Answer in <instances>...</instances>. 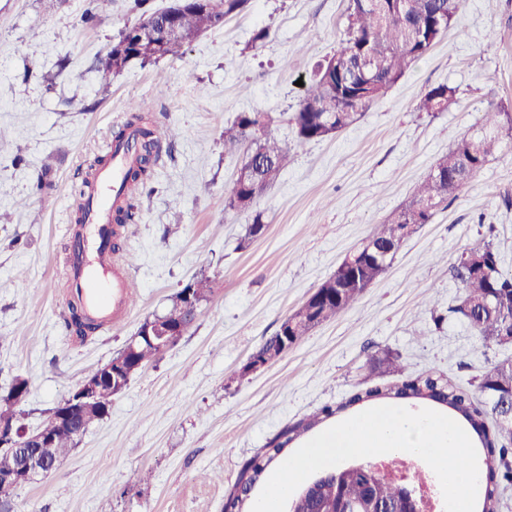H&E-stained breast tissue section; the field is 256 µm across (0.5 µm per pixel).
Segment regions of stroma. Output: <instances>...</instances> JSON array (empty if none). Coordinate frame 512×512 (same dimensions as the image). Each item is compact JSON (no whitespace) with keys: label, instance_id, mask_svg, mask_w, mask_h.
Wrapping results in <instances>:
<instances>
[{"label":"stroma","instance_id":"obj_1","mask_svg":"<svg viewBox=\"0 0 512 512\" xmlns=\"http://www.w3.org/2000/svg\"><path fill=\"white\" fill-rule=\"evenodd\" d=\"M174 0H0V395L27 378L18 408L32 430L89 370L105 364L193 278L211 292L196 322L136 374L51 476L19 488L16 512H224L244 459L286 425L326 405L337 421L380 386L370 360L398 356L403 376L433 373L475 392L512 345L483 343L456 313L460 258L492 244L512 273V151L417 227L354 306L313 328L278 360L243 367L309 294L407 201L433 164L493 104L512 112V0H461L447 34L354 125L294 149L248 211L226 208L240 159L224 128L266 112L293 146L303 81L346 36L348 0H249L180 54L130 63L102 85L95 58L118 34ZM269 32L259 47L249 42ZM445 83L447 111L414 109ZM147 101L163 150L119 255L133 302L122 324L81 341L61 317L74 196L95 157ZM46 173L52 187L35 194ZM263 237L243 243L255 214ZM441 320H434V313ZM213 481L202 482L200 472Z\"/></svg>","mask_w":512,"mask_h":512}]
</instances>
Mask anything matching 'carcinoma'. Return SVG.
<instances>
[{"instance_id":"1","label":"carcinoma","mask_w":512,"mask_h":512,"mask_svg":"<svg viewBox=\"0 0 512 512\" xmlns=\"http://www.w3.org/2000/svg\"><path fill=\"white\" fill-rule=\"evenodd\" d=\"M247 2L210 0L208 11L186 10L180 18L186 42L215 26L214 19L241 13ZM398 5L399 0H350L347 39L331 55L336 61L332 82H323L321 70L324 62H319L313 78L305 83L302 95V101L315 104V109H299L292 115L295 147L330 136L329 128L324 124L326 115L338 131L359 121L413 64L428 53L439 39L433 22L455 18L460 0H405L406 13L403 17L399 14ZM123 43V37H118L112 43V49L95 60V67L104 78L108 79L115 73L119 47ZM454 95L455 89L446 84L434 86L416 104V111L444 112ZM149 111L151 107L144 101L130 107L126 128L135 132L134 139L140 141L142 154L137 164L127 172V193L146 186L151 166L162 152L155 131L144 123L145 113ZM270 123L271 117L266 112H243L233 126L224 129L225 149L239 150L247 144L254 151L255 159L259 160L252 181L246 184L233 181L224 185L225 206L231 210L250 208L288 166L291 148L270 132H264L253 141L248 139L250 128L256 125L267 128ZM506 127L512 129V113L490 106L483 112L476 129L461 138L448 154L436 162L409 202L392 219L378 225L363 244L349 252L351 261L347 268L340 270L339 291L318 303V314L323 319L334 318L357 302L363 293L357 283L374 281L386 272L376 263V251L389 252L390 259H395L413 227L431 223L448 198L464 189L489 158L502 151V130ZM458 276L463 285V295L461 304L454 311L466 319L483 343H499L501 331L507 326L512 327V274L504 273L498 265L488 264L483 269L462 260ZM64 323L67 330L80 339L98 330V325L88 320L76 303L67 305ZM159 355V347L145 343L138 348L136 361L144 369ZM372 366L383 377L402 372L396 356L377 358ZM476 388L480 394L478 399L450 380L429 374L393 383L384 391L375 389L363 396L357 394L335 408L326 406L319 413L282 429L269 443V448L261 449L243 462L239 476L251 473L247 491H252L269 465L281 457L284 445L366 398L387 397L429 400L467 423L474 430L481 447L487 449V470L511 484L512 423L505 424L500 418L512 410V362L505 361L484 372ZM489 418L495 420L491 438L485 427ZM73 448L72 429L64 427L57 432L53 447L42 449L41 455L51 467L61 464ZM331 474L330 470L318 473L320 494L326 500L331 499L336 490V480ZM370 480V471L364 467L348 472L343 480L344 496L351 503L358 501Z\"/></svg>"}]
</instances>
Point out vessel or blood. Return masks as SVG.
<instances>
[{
    "mask_svg": "<svg viewBox=\"0 0 512 512\" xmlns=\"http://www.w3.org/2000/svg\"><path fill=\"white\" fill-rule=\"evenodd\" d=\"M106 152L109 161L96 174L90 196L66 202L67 211H84L86 218L72 233L76 248L66 262L65 298L81 304L103 329L129 312L128 281L112 262L110 233L116 191L132 163L124 151L110 146Z\"/></svg>",
    "mask_w": 512,
    "mask_h": 512,
    "instance_id": "obj_1",
    "label": "vessel or blood"
}]
</instances>
